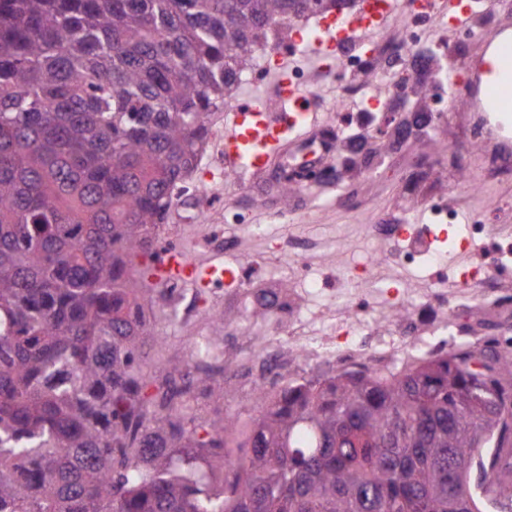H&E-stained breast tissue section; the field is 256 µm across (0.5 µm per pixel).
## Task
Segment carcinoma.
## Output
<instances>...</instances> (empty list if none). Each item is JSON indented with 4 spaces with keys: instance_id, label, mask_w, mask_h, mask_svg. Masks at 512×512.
Here are the masks:
<instances>
[{
    "instance_id": "cac0c4a2",
    "label": "carcinoma",
    "mask_w": 512,
    "mask_h": 512,
    "mask_svg": "<svg viewBox=\"0 0 512 512\" xmlns=\"http://www.w3.org/2000/svg\"><path fill=\"white\" fill-rule=\"evenodd\" d=\"M347 0H0V512L512 506V357L460 346L224 401L143 363L160 227L285 20ZM154 387L156 394L147 393Z\"/></svg>"
}]
</instances>
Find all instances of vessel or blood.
Listing matches in <instances>:
<instances>
[{"instance_id":"1","label":"vessel or blood","mask_w":512,"mask_h":512,"mask_svg":"<svg viewBox=\"0 0 512 512\" xmlns=\"http://www.w3.org/2000/svg\"><path fill=\"white\" fill-rule=\"evenodd\" d=\"M443 7L453 27L476 26L475 14L463 0H445ZM480 52L461 57L448 67L447 81L452 93L468 99L474 112L493 120L512 134V20H500L481 36ZM307 89L286 84L277 106L254 97L227 107L222 138L225 164L240 173L260 172L277 154L290 136L295 135L310 118L306 108ZM153 281H191L199 288L219 284L235 288L239 280L223 264L196 262L184 250H168L157 263Z\"/></svg>"}]
</instances>
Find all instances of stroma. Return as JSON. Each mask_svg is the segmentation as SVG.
Here are the masks:
<instances>
[{
  "label": "stroma",
  "mask_w": 512,
  "mask_h": 512,
  "mask_svg": "<svg viewBox=\"0 0 512 512\" xmlns=\"http://www.w3.org/2000/svg\"><path fill=\"white\" fill-rule=\"evenodd\" d=\"M313 85L309 110L315 115L317 131L342 129L360 139H373L371 156L356 155L344 147L324 163L325 169H340L337 183L286 184L281 173L295 163V148L289 145L264 172L245 180L222 165L220 133L225 115L214 113L208 142L191 176L208 194L206 221L197 223L194 207L182 201L161 229L166 245L182 248L199 261L217 258L236 266L242 247L264 255L260 264L247 267V286L241 291L214 287L195 296L200 320L188 322L179 316L149 323L154 346L145 360L151 363L177 357L196 340L214 336L212 316L223 315L219 352L224 356V410L228 413L253 402L252 380L238 375V368L253 365L268 341H287L289 327L301 314L310 318V335L333 334L340 351L350 346L366 351L378 339L391 337L402 344L426 339L436 355L448 354V339L440 332L441 283L451 272L486 268L491 256L512 250V216L502 214L503 203L512 201V154L493 169H479L488 146L468 135L465 98H448L447 119L426 134L395 142L374 137L356 107L343 112L333 108L342 87L363 85L384 91L378 75L352 71L340 81L335 73H324L314 78ZM475 172L481 173L485 188L471 197L461 192L460 185ZM433 200L447 201L459 222L443 227L441 238L433 242L437 262L414 268L404 263L403 252L422 244L419 232ZM476 213L485 221L483 230L467 251H457L459 223ZM376 224H404L414 235L407 239L381 236L372 230ZM286 239L297 244L318 241L322 248L310 260L300 254L282 258L277 247ZM367 253L379 260L380 271L346 276L345 262ZM348 289L359 291V309L366 321L365 327L353 331L339 314ZM408 289L425 294V302L413 309L409 319L389 318L387 306L393 293ZM266 290L277 295V304L270 309L251 300L252 293Z\"/></svg>",
  "instance_id": "1"
}]
</instances>
